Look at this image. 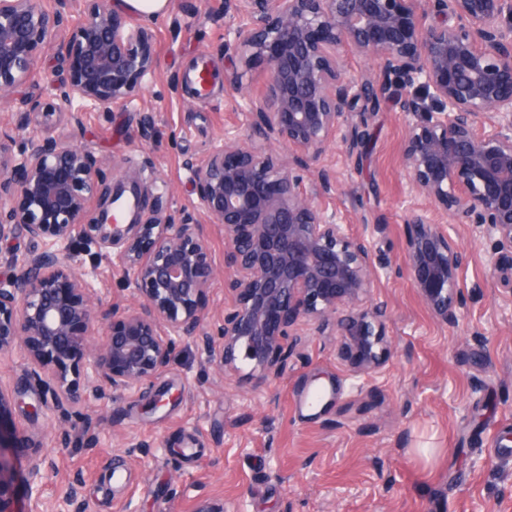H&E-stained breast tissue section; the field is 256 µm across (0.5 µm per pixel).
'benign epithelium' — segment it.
<instances>
[{
    "instance_id": "obj_1",
    "label": "benign epithelium",
    "mask_w": 512,
    "mask_h": 512,
    "mask_svg": "<svg viewBox=\"0 0 512 512\" xmlns=\"http://www.w3.org/2000/svg\"><path fill=\"white\" fill-rule=\"evenodd\" d=\"M512 0H224L237 21L224 50L266 59L264 105L250 133L225 136L191 166L205 223L169 211L161 191L128 170L102 186L100 162L58 130L80 128L82 113L129 104L155 77L152 33L114 0H0V103L24 87L44 49L60 47L67 76L56 101L19 97L30 146L15 153L0 137V242L24 236L33 250L0 259V354L17 352L36 375L33 410L70 407L80 387L133 391L165 371L179 342L224 337L221 360L240 358L277 378L307 321L345 337L343 354L369 370L383 364L387 307L357 308L375 261L364 240L323 212L315 193L334 188L318 168L326 145L382 102L416 116L403 146L412 191L426 210L407 216L405 259L415 287L444 324L459 322L463 255L446 223L470 224L495 241L490 275L512 290ZM454 19L456 23L448 24ZM350 48L379 64L376 77L347 74ZM495 122L480 132V116ZM292 148L273 152L274 142ZM317 171L315 191L293 170ZM17 204H12L14 197ZM224 227V288L233 305L207 331L213 266L204 224ZM112 256L137 297L104 306L76 273L81 254ZM90 346L84 334L105 321ZM12 397L0 388V512H19V488L39 497L42 475L16 471L6 456L18 433L5 422ZM67 512H87L79 480Z\"/></svg>"
}]
</instances>
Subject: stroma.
<instances>
[{
    "mask_svg": "<svg viewBox=\"0 0 512 512\" xmlns=\"http://www.w3.org/2000/svg\"><path fill=\"white\" fill-rule=\"evenodd\" d=\"M218 0H168L148 20L155 78L132 104L85 113L74 142L101 163L106 181L140 168L166 186L172 209L200 218L190 165L246 130L263 102L266 64L240 65L246 94L224 84V18ZM207 62L215 80L203 96L174 91L192 66ZM412 116L386 103L368 118L362 158L330 145L320 164L336 182L318 196L326 214L364 237L375 256L368 300L387 307L384 365L358 373L342 357L339 336L310 333L301 356L281 375L257 384L258 368L220 365L222 337L211 348L187 339L162 374L131 392L81 391L72 415L32 414L38 386L23 377L19 355L0 356V385L15 402L18 429L41 439L42 451L16 444L19 472L40 468L39 505L53 512L79 475L91 512H195L199 501L224 512H512V290L490 277L491 243L470 226L448 224L466 255L459 272L466 300L460 323H440L405 263L408 207H426L411 192L402 145ZM215 268L208 323L223 320L228 241L205 227ZM104 301L135 303L111 260L84 265ZM328 389L326 406L304 405L313 374ZM178 398L144 412L143 398L164 387Z\"/></svg>",
    "mask_w": 512,
    "mask_h": 512,
    "instance_id": "1",
    "label": "stroma"
}]
</instances>
